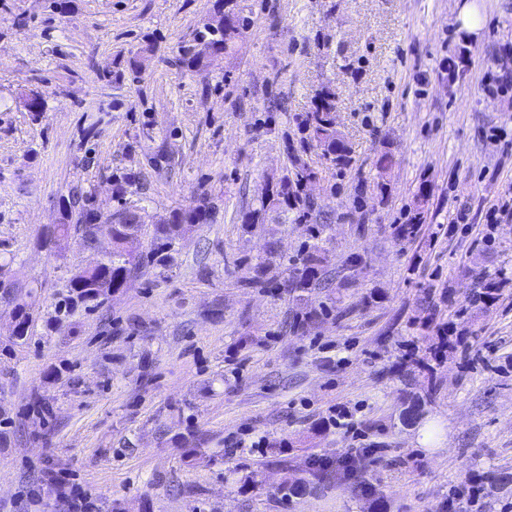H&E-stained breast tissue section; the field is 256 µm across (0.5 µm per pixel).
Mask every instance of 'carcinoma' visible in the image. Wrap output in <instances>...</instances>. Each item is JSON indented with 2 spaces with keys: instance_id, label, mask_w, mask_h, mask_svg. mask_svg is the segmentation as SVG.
<instances>
[{
  "instance_id": "carcinoma-1",
  "label": "carcinoma",
  "mask_w": 512,
  "mask_h": 512,
  "mask_svg": "<svg viewBox=\"0 0 512 512\" xmlns=\"http://www.w3.org/2000/svg\"><path fill=\"white\" fill-rule=\"evenodd\" d=\"M250 18L240 7L238 0H216L214 10L180 46L182 60L186 67L201 70L213 65L219 57L232 50L248 28ZM154 43L144 42L136 56L127 63L118 65L104 80L112 82L125 78L126 73L141 70L146 61L154 55ZM336 92L333 84L327 82L317 91L312 108L297 117V130L301 141L318 147L325 164L343 170L351 165L350 149L339 137L335 118ZM19 104L33 116L45 112L46 103L42 95L34 90L19 97ZM317 173L308 165H296L294 171L268 185L258 199L256 206L241 217L242 226L250 230L257 224H264L270 214H275L282 223L303 224L311 218L314 202L304 193L307 184L316 180ZM139 184V177L131 171L112 176V199L122 202L131 189ZM429 192L422 188L417 194V209L404 224L394 225L393 235L402 242L413 235L422 221V208ZM215 216V205L205 193L200 194L194 204L174 209L167 222L152 225L151 248L138 251L133 248L144 224L138 210L124 206L104 215L96 207L90 194L74 192L63 205L62 222L45 234L43 244L77 234L84 239L87 249H96L99 233L107 231L112 235V251L103 255L93 267H83L67 281L66 292L54 303L55 320L62 321L78 312H91L108 300L109 292L118 291L138 275L156 271L164 274L175 264L176 245L196 228L209 224ZM331 231L329 224H312L309 237L300 257L291 261V276L283 288L290 294H310L321 288L322 276L327 263L323 242ZM281 259L278 240L271 236L267 240L263 255L258 257L257 269H262ZM17 322L15 339L27 341L32 336L34 310L32 305L18 303L12 311Z\"/></svg>"
}]
</instances>
